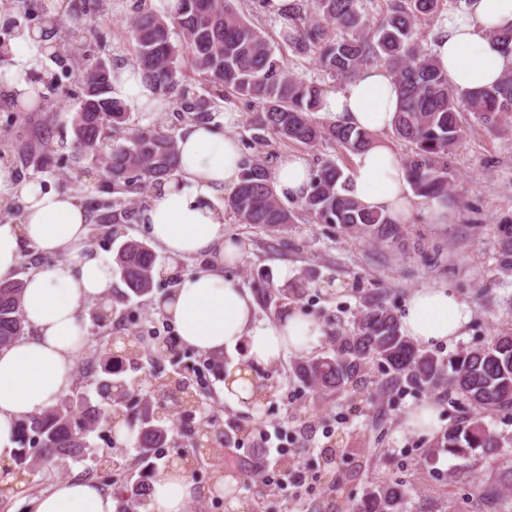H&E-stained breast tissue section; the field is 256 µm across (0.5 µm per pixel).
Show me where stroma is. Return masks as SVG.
I'll list each match as a JSON object with an SVG mask.
<instances>
[{
  "mask_svg": "<svg viewBox=\"0 0 512 512\" xmlns=\"http://www.w3.org/2000/svg\"><path fill=\"white\" fill-rule=\"evenodd\" d=\"M132 3L105 0L92 37L73 38L70 55L62 63L46 58L37 64V71L56 76L60 83L56 98L47 106L17 111L11 97L0 89V159L10 163L16 180H35L47 190L78 193L90 210L107 200L98 173L71 153L72 118L81 93L75 60L86 55L131 60ZM460 121L465 139L448 159L453 188L448 221L432 223L423 199H415L400 226V244L372 243L317 223L303 212L295 223L274 229L228 221L224 231L241 248L243 260L227 274L252 295L258 318H275L279 303L269 299L267 292L284 267L301 290L289 300V309L301 310L324 327V336L313 348L317 354L328 349L336 331L351 326L366 300H376L398 315L410 295L426 287L453 289L473 311L462 336L435 345L440 356L482 345L497 333L512 330V276L498 265L497 232L501 221L512 215V126L492 129L468 112L461 113ZM45 137L50 140L54 166L41 170L24 165L17 155L18 145L35 146ZM175 286L171 278L156 279L150 295L119 307L111 323L89 326L88 348L123 361L121 378L130 401L125 414L141 408L149 387L181 377L192 388L201 389L218 428L230 433V452L237 467L246 469L245 481L237 484L232 495L222 494L212 485L218 469L215 459L201 457L191 475L199 493L185 512H333L341 501L360 498L370 484L390 480L405 481L409 488L402 512H473L468 500L472 486L504 470L499 460L466 461L446 453L424 462L431 441L407 429L404 418L410 407L427 402L437 409L442 426L475 418L496 433L512 437V413H484L444 390L430 392L405 385L381 392L382 374L374 365L359 390L317 396L294 375L293 366L300 357L292 353L276 365L255 368L258 382L267 388L263 403L224 402L216 388L225 375L244 366L243 351H225L223 364L217 365L208 363L206 354L177 344L173 327L153 306L155 298L168 297ZM131 336L139 337L140 352L128 363L122 341ZM166 340L175 342L174 351L158 355L159 343ZM154 408L164 413L169 434L166 445L149 462L138 463L136 439L129 435L93 434L94 457L133 464L134 475L150 477L180 461L192 447L198 422L185 418L172 401L155 399ZM273 428L285 431L284 454L297 461L292 470L296 484L291 489L281 490L264 481L265 474L281 469V456L265 455L261 447L263 432ZM355 442L365 448V455L351 454ZM91 465V459H65L45 472L24 474L22 487H0V512H28V498L55 482L86 478Z\"/></svg>",
  "mask_w": 512,
  "mask_h": 512,
  "instance_id": "1",
  "label": "stroma"
}]
</instances>
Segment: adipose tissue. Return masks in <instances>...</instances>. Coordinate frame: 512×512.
I'll use <instances>...</instances> for the list:
<instances>
[{
  "label": "adipose tissue",
  "mask_w": 512,
  "mask_h": 512,
  "mask_svg": "<svg viewBox=\"0 0 512 512\" xmlns=\"http://www.w3.org/2000/svg\"><path fill=\"white\" fill-rule=\"evenodd\" d=\"M512 28V0H470L444 19L436 54L448 82L473 91L498 82L512 71V54L487 37L492 29ZM114 97L138 107L145 119L170 109L141 72L132 66L112 71ZM399 109L397 86L387 68L369 66L339 91L327 95L322 111L336 122L372 133L391 130ZM239 113L225 110L223 125L186 123L177 135L180 164L171 179L154 186L139 211V221L164 254L159 276H178L173 294L158 307L179 340L212 356L243 347L245 367L221 385L224 400L251 397L255 365H274L291 353L307 352L324 334L323 325L290 310L273 321L259 320L251 295L224 268L240 263L242 253L224 232V210L217 196L234 189L242 172V150L229 127ZM311 166L305 154L282 153L270 170L277 193L301 198L309 190ZM351 194L369 209L405 219L412 208L407 171L399 155L377 143L357 155ZM22 201L18 220L0 222V281L13 278L27 247L62 255V262L39 268L24 280L21 308L26 333L0 347V485L18 483L12 470L16 423L54 405L75 386L74 370L85 346L87 304L108 303L113 288L111 262L90 250V219L76 193L44 190L37 181L15 182L0 163V193ZM199 267L180 274L183 261ZM472 316L467 301L446 288H423L406 301L401 331L420 345L460 336ZM149 512H185L197 495L180 465L158 472L151 483ZM31 512H116L111 491L77 479L57 482L30 503Z\"/></svg>",
  "instance_id": "1"
}]
</instances>
